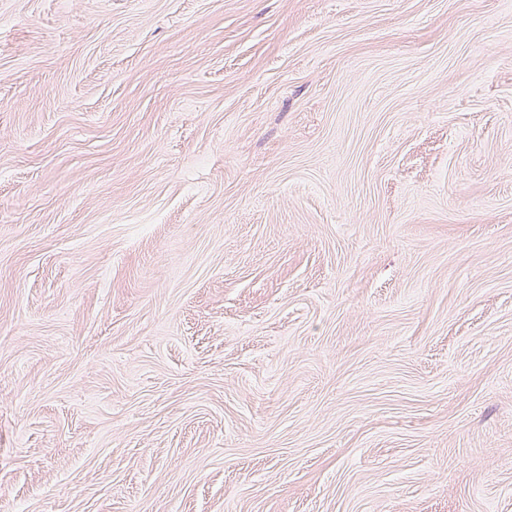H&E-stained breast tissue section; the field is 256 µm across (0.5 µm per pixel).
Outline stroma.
Wrapping results in <instances>:
<instances>
[{"instance_id": "35a3bbf8", "label": "stroma", "mask_w": 512, "mask_h": 512, "mask_svg": "<svg viewBox=\"0 0 512 512\" xmlns=\"http://www.w3.org/2000/svg\"><path fill=\"white\" fill-rule=\"evenodd\" d=\"M0 512H512V0H0Z\"/></svg>"}]
</instances>
